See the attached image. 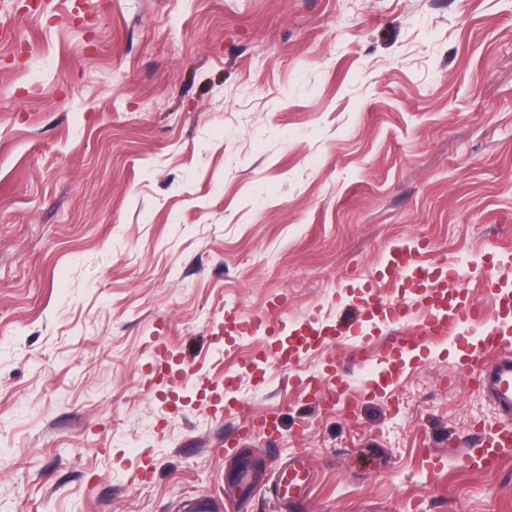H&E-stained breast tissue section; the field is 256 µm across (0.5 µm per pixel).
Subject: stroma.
Returning a JSON list of instances; mask_svg holds the SVG:
<instances>
[{"label": "stroma", "instance_id": "35a3bbf8", "mask_svg": "<svg viewBox=\"0 0 512 512\" xmlns=\"http://www.w3.org/2000/svg\"><path fill=\"white\" fill-rule=\"evenodd\" d=\"M417 240L497 309L512 0H0V512H274L235 474L296 455L306 512H512V458L448 454L502 421L468 343L407 354L415 323L378 318L284 371L217 333L229 308L344 320ZM268 411L280 435L226 449ZM280 427L281 424L274 412H267L258 417L244 418L243 423L231 433L227 441L236 443L250 434L254 429H259L271 434H278Z\"/></svg>", "mask_w": 512, "mask_h": 512}]
</instances>
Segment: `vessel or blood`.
I'll list each match as a JSON object with an SVG mask.
<instances>
[{
  "label": "vessel or blood",
  "mask_w": 512,
  "mask_h": 512,
  "mask_svg": "<svg viewBox=\"0 0 512 512\" xmlns=\"http://www.w3.org/2000/svg\"><path fill=\"white\" fill-rule=\"evenodd\" d=\"M425 253L426 246L421 242L392 246L387 252L384 268L386 277L404 280L416 289V305L383 301L368 288L357 312V322L380 316L397 326L416 318L420 321L421 332L430 335L446 334L451 326L478 330L481 340L477 358L474 364L464 368L463 374L474 379L478 389L498 410L512 418V306L505 304L495 312H486L476 298L459 289L456 278L446 269L426 264ZM286 329V324L246 316L235 309L224 312V333L228 336L276 338L284 335ZM346 332L343 325L306 320L287 346L278 350L277 359L281 365H288L303 351ZM280 427L276 413L268 412L244 419L229 440L238 442L256 429L276 434ZM511 453L512 427L500 425L481 438L478 453L466 455L465 462L471 466L495 468ZM312 484L313 475L307 461L293 457L277 468L268 491L280 512H303Z\"/></svg>",
  "instance_id": "1"
}]
</instances>
